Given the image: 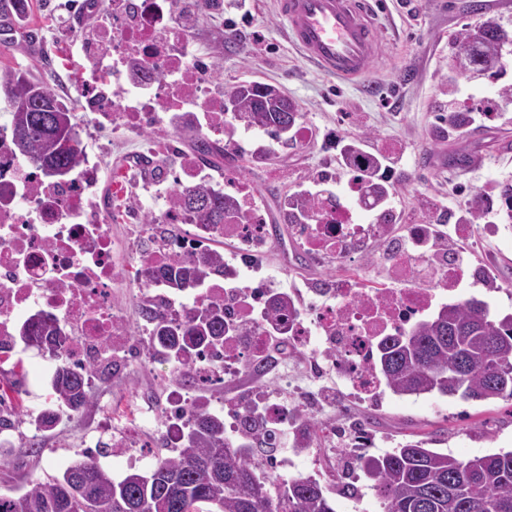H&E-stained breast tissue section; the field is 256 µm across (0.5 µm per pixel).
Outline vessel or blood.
Returning <instances> with one entry per match:
<instances>
[{
    "label": "vessel or blood",
    "instance_id": "b4317fda",
    "mask_svg": "<svg viewBox=\"0 0 512 512\" xmlns=\"http://www.w3.org/2000/svg\"><path fill=\"white\" fill-rule=\"evenodd\" d=\"M291 42L325 74L369 75L380 37L373 0H278Z\"/></svg>",
    "mask_w": 512,
    "mask_h": 512
}]
</instances>
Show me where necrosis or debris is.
<instances>
[{
    "mask_svg": "<svg viewBox=\"0 0 512 512\" xmlns=\"http://www.w3.org/2000/svg\"><path fill=\"white\" fill-rule=\"evenodd\" d=\"M174 7V0H122L104 29L94 49L100 64L75 89L83 111L92 115V133L104 141H111L116 124L142 131L187 124L215 136L229 132L223 94L196 79V60L186 53L181 32L168 24ZM114 86L122 89L121 98L112 97ZM104 164L103 154L83 152L65 177L51 180L19 156L9 134L0 130V358L27 352L19 333L22 318L51 315L63 343L42 353L47 385L62 365L92 384L124 377L140 358L114 302L113 286L123 266L112 226L96 203ZM224 192L232 205L222 224L195 223L182 208L165 204L162 223L191 225L190 234L151 246L147 240L153 227L144 225L138 234L143 245L130 255L148 283L140 299L160 317L186 324L203 307L224 308V339L217 345L176 351L161 341L153 343L160 358L190 376L189 388L173 393L163 416L162 433L177 448L190 427L192 390L242 378L257 361L284 373L293 354L305 350L313 365L334 372L353 394L373 397L382 389L373 369L380 343L462 297V283L453 276L456 254L429 248L425 227L409 224L403 241L382 258L390 269L389 283L370 288L361 276L348 274L329 293L327 304L311 307L291 296L295 313L285 330L284 351L279 358L262 360L264 338L273 328L275 289L264 282L236 287L239 269L229 264L223 275L186 294L173 293L156 280L160 270L186 265L214 239L250 253L264 242L265 217L255 203L256 190L231 177ZM355 212L318 194L295 231L311 254H332L347 266L361 260V241L384 239L391 232L387 224L359 223ZM246 415L271 430L293 418L278 391L257 389L240 414L225 418L227 440L237 439Z\"/></svg>",
    "mask_w": 512,
    "mask_h": 512,
    "instance_id": "1",
    "label": "necrosis or debris"
}]
</instances>
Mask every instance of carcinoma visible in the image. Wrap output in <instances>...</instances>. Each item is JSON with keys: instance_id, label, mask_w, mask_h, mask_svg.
<instances>
[{"instance_id": "carcinoma-1", "label": "carcinoma", "mask_w": 512, "mask_h": 512, "mask_svg": "<svg viewBox=\"0 0 512 512\" xmlns=\"http://www.w3.org/2000/svg\"><path fill=\"white\" fill-rule=\"evenodd\" d=\"M512 45V32L489 20L454 39L457 56L485 68ZM0 92L10 102L11 136L18 154L28 158L47 177L66 173L76 162L79 139L72 109L41 79L13 67H0ZM235 115L248 125L282 139L298 112L293 101L267 84H240L224 91ZM205 160L212 143L201 133L180 131ZM368 190L376 205L383 204L394 183L368 173ZM476 194L463 210L464 224H476L484 211ZM170 201L193 212L203 224H222L229 201L206 188L174 189ZM310 202L288 195L285 221L298 223ZM224 273V253L209 249L178 272L164 275L166 287L188 291L203 286L204 278ZM142 320L153 323V335L181 350L217 341L224 335V312L218 307L198 311L183 326L158 318L140 307ZM25 336L34 346L43 337L60 345L52 322L27 320ZM375 368L388 389L398 396L438 393L463 400L512 399V313H491L475 297L442 306L428 320L406 333L382 342ZM55 399L78 410L87 403L82 377L66 366L53 382ZM192 420L184 447L177 455L158 459L148 473L133 472L120 480L100 464L83 458L61 475L30 484L23 492L0 493V512H336L320 484L298 474L278 481L265 473L260 454L273 451V434L258 422L242 440H224V422L204 408L190 410ZM292 447H312L314 424L304 414ZM373 482L382 512H512V450L459 457L409 441L361 464Z\"/></svg>"}]
</instances>
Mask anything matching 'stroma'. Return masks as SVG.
<instances>
[{
  "label": "stroma",
  "instance_id": "stroma-1",
  "mask_svg": "<svg viewBox=\"0 0 512 512\" xmlns=\"http://www.w3.org/2000/svg\"><path fill=\"white\" fill-rule=\"evenodd\" d=\"M481 14L470 13L467 0H382L381 46L370 75L357 81L327 76L308 63L292 44L276 0H216L212 9L192 28L197 53L210 68L205 75L215 91L243 82L272 84L296 103L298 122L306 134L298 141L281 142L264 132L246 130L236 122L233 136L221 138L224 154L203 168L210 179L236 172L258 192L266 217L267 240L260 255L244 271L242 285L269 280L292 290L335 282L340 272L334 258L304 257V248L291 225L285 224L283 202L289 194L307 189L329 190L343 204H351L350 173L340 161L335 139L360 140L365 151L384 153L396 185L387 205L397 225L456 223L473 195L500 198L512 184V103L497 102L502 87L512 84V54L503 72L493 78L459 80L449 86L453 63L452 41L479 20L491 19L512 31V0H481ZM84 0H28L24 28L38 38L35 54H27L21 37L0 39V66H11L41 77L59 71L51 87L73 108L76 124L86 116L73 89L92 59L76 52L81 27L74 18ZM262 32L267 52L252 50L255 32ZM494 104L491 115L477 112L465 128L448 125L447 109ZM167 153L154 164L156 176L145 180L142 163L148 155L131 149L113 152L105 164L98 204L109 212L112 235L124 245L137 231L133 201L167 196L182 156L192 150L181 137L161 129L151 134ZM465 154L468 162L449 165V155ZM464 262L488 268L485 282L465 288V297L486 301L492 312L512 313V231H498L492 218L480 223L477 239L462 244ZM41 355L31 350L21 367L0 364V386L9 387L18 402L7 408L9 421L19 430L9 447L0 448V491L23 490L32 481L60 475L61 464L81 457L84 441L94 436L117 440L120 424L104 430L102 406L111 399L145 400L154 408L143 422L142 446L158 458L171 450L156 435L157 415L163 414L169 395L183 386L164 363L136 364L118 380H105L89 392L85 408L60 418L34 438L26 425L29 409L43 399ZM276 389L280 378L262 382ZM243 378L195 393L202 405L223 403L240 408L255 387ZM315 400L307 411L317 424L314 448L295 457L288 475L316 478L337 512H380L367 477L359 476L361 460L382 455L410 440H425L428 448L461 456H481L512 449V400L465 401L426 394L398 396L386 391L363 401L333 375L301 381Z\"/></svg>",
  "mask_w": 512,
  "mask_h": 512
}]
</instances>
